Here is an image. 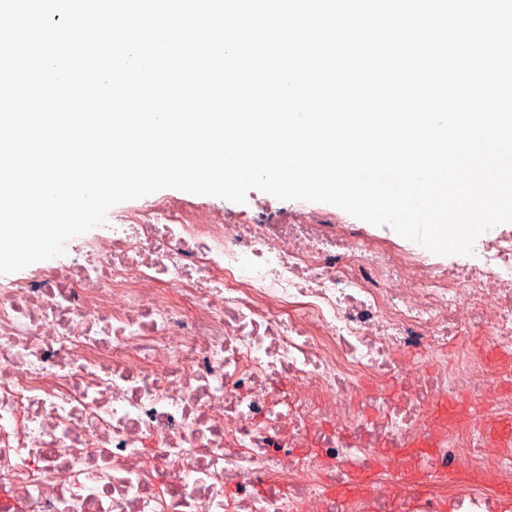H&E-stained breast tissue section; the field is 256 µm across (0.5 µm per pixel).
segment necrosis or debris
<instances>
[{
  "label": "necrosis or debris",
  "instance_id": "necrosis-or-debris-1",
  "mask_svg": "<svg viewBox=\"0 0 512 512\" xmlns=\"http://www.w3.org/2000/svg\"><path fill=\"white\" fill-rule=\"evenodd\" d=\"M251 208L153 201L0 278V512H494L512 233L444 267ZM454 399L482 416L429 417Z\"/></svg>",
  "mask_w": 512,
  "mask_h": 512
}]
</instances>
